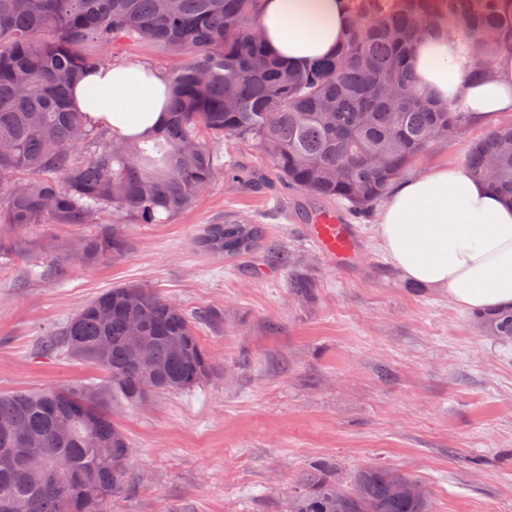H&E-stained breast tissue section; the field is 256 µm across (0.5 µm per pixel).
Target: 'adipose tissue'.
Instances as JSON below:
<instances>
[{
    "instance_id": "1",
    "label": "adipose tissue",
    "mask_w": 512,
    "mask_h": 512,
    "mask_svg": "<svg viewBox=\"0 0 512 512\" xmlns=\"http://www.w3.org/2000/svg\"><path fill=\"white\" fill-rule=\"evenodd\" d=\"M347 17L342 0H264L259 28L266 51L297 68L333 55ZM493 79L471 78L472 63L446 37H422L412 69L419 86L484 123L512 114V56ZM168 87L151 69L116 64L85 72L71 105L125 135L163 124ZM378 236L395 268L419 287L447 291L458 307L491 312L512 305V201L447 164L397 181L379 216Z\"/></svg>"
}]
</instances>
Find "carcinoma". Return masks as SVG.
<instances>
[{"label": "carcinoma", "instance_id": "carcinoma-1", "mask_svg": "<svg viewBox=\"0 0 512 512\" xmlns=\"http://www.w3.org/2000/svg\"><path fill=\"white\" fill-rule=\"evenodd\" d=\"M263 0H0V224H95L105 211L132 224H167L193 208L220 176L247 189L267 172L242 162L224 171L215 145L251 141L272 173L319 202L370 211L431 143L457 136L469 114L434 102L411 74L424 34L457 40L484 79L512 55V9L502 0H343L348 27L335 54L296 70L257 36ZM128 38L181 59L167 76L170 111L150 135L108 136L69 105L84 72L109 65ZM100 53L89 55L84 47ZM464 165L512 200V123L474 142ZM262 229L224 219L198 240L239 258ZM86 263L124 251L103 232L81 240ZM495 335L512 337V308L488 312ZM160 372L140 370L128 325ZM45 350L90 363L106 379L61 389L0 392V512H110L127 486L130 446L110 404L186 393L213 362L191 321L148 287L111 288L43 337ZM306 475L289 512H428L418 482L368 469L348 491Z\"/></svg>", "mask_w": 512, "mask_h": 512}]
</instances>
